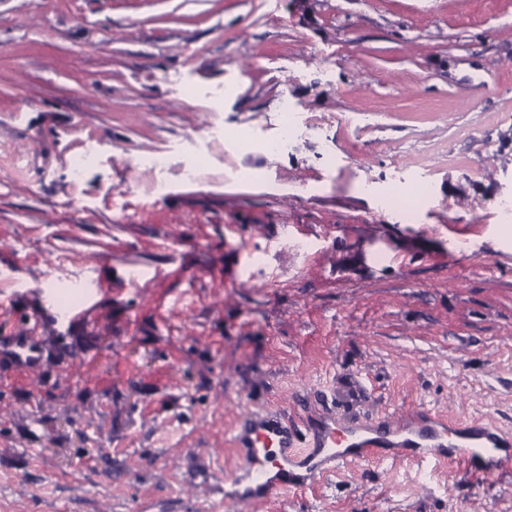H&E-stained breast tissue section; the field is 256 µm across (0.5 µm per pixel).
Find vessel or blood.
<instances>
[{
	"label": "vessel or blood",
	"instance_id": "vessel-or-blood-1",
	"mask_svg": "<svg viewBox=\"0 0 512 512\" xmlns=\"http://www.w3.org/2000/svg\"><path fill=\"white\" fill-rule=\"evenodd\" d=\"M238 465L224 484V506L269 500L282 491L312 486L324 475L377 451L386 458L421 465L453 460L474 476L486 477L512 466V436L483 425L465 429L432 419L406 424L388 417L374 421L328 417L310 429L305 444L277 413L250 409L234 432Z\"/></svg>",
	"mask_w": 512,
	"mask_h": 512
}]
</instances>
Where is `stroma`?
Returning <instances> with one entry per match:
<instances>
[{
  "label": "stroma",
  "instance_id": "1",
  "mask_svg": "<svg viewBox=\"0 0 512 512\" xmlns=\"http://www.w3.org/2000/svg\"><path fill=\"white\" fill-rule=\"evenodd\" d=\"M509 200L512 0H0V512H224L246 407L512 433ZM237 512H512V470Z\"/></svg>",
  "mask_w": 512,
  "mask_h": 512
}]
</instances>
